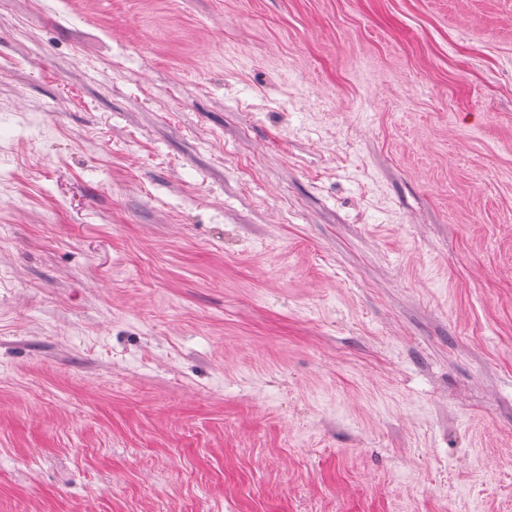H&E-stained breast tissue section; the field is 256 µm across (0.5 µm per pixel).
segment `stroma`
<instances>
[{
    "label": "stroma",
    "instance_id": "obj_1",
    "mask_svg": "<svg viewBox=\"0 0 512 512\" xmlns=\"http://www.w3.org/2000/svg\"><path fill=\"white\" fill-rule=\"evenodd\" d=\"M512 512V0H9L0 512Z\"/></svg>",
    "mask_w": 512,
    "mask_h": 512
}]
</instances>
